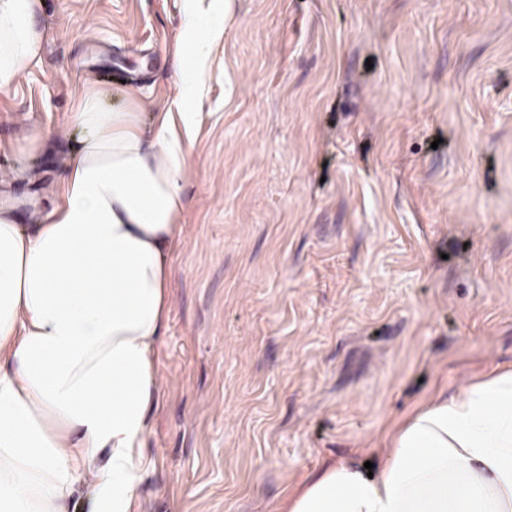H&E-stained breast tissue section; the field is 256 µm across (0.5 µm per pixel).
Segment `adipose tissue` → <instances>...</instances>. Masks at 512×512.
<instances>
[{"mask_svg": "<svg viewBox=\"0 0 512 512\" xmlns=\"http://www.w3.org/2000/svg\"><path fill=\"white\" fill-rule=\"evenodd\" d=\"M42 0H0V91L41 58ZM222 25L188 16L178 112L146 122L88 88L67 129L78 146L35 224L0 203V512H131L162 388L170 256L189 205L193 108ZM107 466H100V456ZM284 512H512V367L431 396L384 439L373 472L344 460L306 477Z\"/></svg>", "mask_w": 512, "mask_h": 512, "instance_id": "adipose-tissue-1", "label": "adipose tissue"}]
</instances>
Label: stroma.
<instances>
[{
	"label": "stroma",
	"instance_id": "stroma-1",
	"mask_svg": "<svg viewBox=\"0 0 512 512\" xmlns=\"http://www.w3.org/2000/svg\"><path fill=\"white\" fill-rule=\"evenodd\" d=\"M222 21L132 512H278L439 391L512 364V0H197ZM184 0H44L0 92V201L35 223L94 85L175 111Z\"/></svg>",
	"mask_w": 512,
	"mask_h": 512
}]
</instances>
